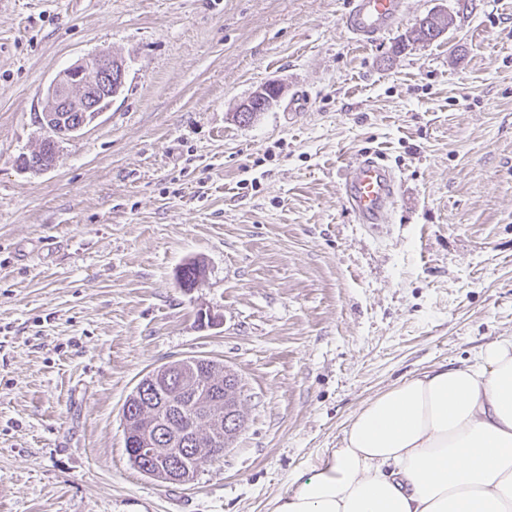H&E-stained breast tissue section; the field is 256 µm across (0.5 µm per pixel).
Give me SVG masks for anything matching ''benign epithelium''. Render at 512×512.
I'll return each mask as SVG.
<instances>
[{"label": "benign epithelium", "mask_w": 512, "mask_h": 512, "mask_svg": "<svg viewBox=\"0 0 512 512\" xmlns=\"http://www.w3.org/2000/svg\"><path fill=\"white\" fill-rule=\"evenodd\" d=\"M95 59L94 64L80 61L71 65L48 85L41 118L45 136L33 155V168L44 170L52 167L58 158V142L79 135L104 111L102 105L105 100L122 93L127 76L125 64L104 54L95 56ZM64 112H75L77 117L67 121L62 116ZM196 373V366L176 360L151 372L142 387L145 399L167 387L191 395L182 412L187 431H181L177 424L158 419L148 418L142 423L134 416V409L127 413L140 423L137 434L140 452L159 457L160 472L167 483L187 484L192 470L199 467L202 461L200 454L187 461L180 455V448L186 444L183 436L196 431L198 422L204 421L217 432L236 436L242 430L236 414L241 402L237 374L224 370V388L203 392L192 378Z\"/></svg>", "instance_id": "benign-epithelium-1"}]
</instances>
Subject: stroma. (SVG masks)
I'll use <instances>...</instances> for the list:
<instances>
[{"mask_svg":"<svg viewBox=\"0 0 512 512\" xmlns=\"http://www.w3.org/2000/svg\"><path fill=\"white\" fill-rule=\"evenodd\" d=\"M347 2L0 6V512H273L378 393L512 335V0H407L369 44ZM431 12L452 25L407 44ZM100 52L123 92L21 169L47 86ZM367 154L400 180L377 228L340 189ZM190 355L238 374L245 425L162 483L130 467L122 405Z\"/></svg>","mask_w":512,"mask_h":512,"instance_id":"obj_1","label":"stroma"}]
</instances>
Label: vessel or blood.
<instances>
[{"label": "vessel or blood", "instance_id": "b4317fda", "mask_svg": "<svg viewBox=\"0 0 512 512\" xmlns=\"http://www.w3.org/2000/svg\"><path fill=\"white\" fill-rule=\"evenodd\" d=\"M405 0H350L343 16L347 31L370 42L400 21ZM343 201L356 223L380 224L392 209L399 190L394 170L376 157H363L342 171Z\"/></svg>", "mask_w": 512, "mask_h": 512}]
</instances>
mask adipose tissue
Returning a JSON list of instances; mask_svg holds the SVG:
<instances>
[{"label":"adipose tissue","mask_w":512,"mask_h":512,"mask_svg":"<svg viewBox=\"0 0 512 512\" xmlns=\"http://www.w3.org/2000/svg\"><path fill=\"white\" fill-rule=\"evenodd\" d=\"M273 512H512V335L368 401Z\"/></svg>","instance_id":"1"}]
</instances>
